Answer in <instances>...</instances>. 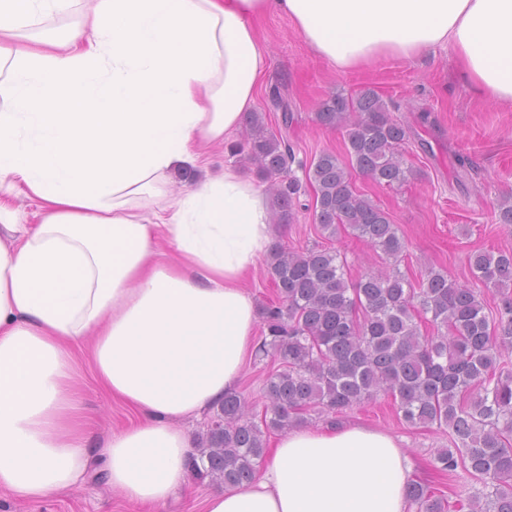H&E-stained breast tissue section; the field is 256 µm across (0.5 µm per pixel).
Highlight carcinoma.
<instances>
[{"label": "carcinoma", "mask_w": 512, "mask_h": 512, "mask_svg": "<svg viewBox=\"0 0 512 512\" xmlns=\"http://www.w3.org/2000/svg\"><path fill=\"white\" fill-rule=\"evenodd\" d=\"M315 122L345 131L348 156L345 163L326 150L305 170L318 226L330 240L353 234L393 264L351 284L337 251L273 245L267 273L275 298L259 309L257 352L276 367L263 382L262 414L242 392L224 393L190 457L191 475L239 487L256 476L268 434L302 425L311 413L334 425L383 395L406 422L448 429L454 447L436 451L437 476L461 467L481 484L462 502L417 480L407 498L421 512H512V252L469 256L476 280L500 295L491 318L475 289L439 270L428 267L412 281L396 264L406 250L396 225L353 179L357 172L378 184L409 183L407 127L371 88L322 99ZM245 130L231 152L269 183L274 223L289 224L301 184L290 175L288 138L257 112L247 114ZM493 214L511 228L512 197L500 199Z\"/></svg>", "instance_id": "obj_1"}]
</instances>
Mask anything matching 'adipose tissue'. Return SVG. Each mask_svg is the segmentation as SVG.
I'll use <instances>...</instances> for the list:
<instances>
[{
	"mask_svg": "<svg viewBox=\"0 0 512 512\" xmlns=\"http://www.w3.org/2000/svg\"><path fill=\"white\" fill-rule=\"evenodd\" d=\"M270 12L336 72L447 48L477 99L512 105V0H0V493L96 475L163 512L186 484L185 420L255 349L244 281L274 230L211 150L256 102ZM86 358L136 421L96 434ZM412 471L388 432L294 428L205 512H406Z\"/></svg>",
	"mask_w": 512,
	"mask_h": 512,
	"instance_id": "adipose-tissue-1",
	"label": "adipose tissue"
}]
</instances>
